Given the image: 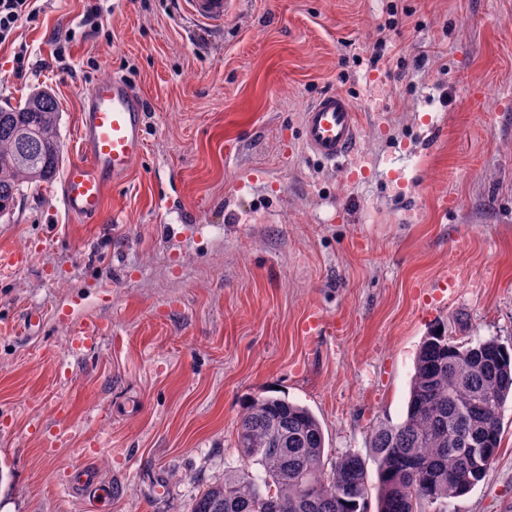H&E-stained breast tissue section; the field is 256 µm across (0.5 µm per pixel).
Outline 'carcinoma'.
<instances>
[{
	"label": "carcinoma",
	"mask_w": 512,
	"mask_h": 512,
	"mask_svg": "<svg viewBox=\"0 0 512 512\" xmlns=\"http://www.w3.org/2000/svg\"><path fill=\"white\" fill-rule=\"evenodd\" d=\"M53 91L33 88L0 106V218L32 188L55 182L63 164ZM512 401V347L496 338L458 342L435 330L423 340L403 420L372 432L376 512H418L467 494L490 470ZM241 468L203 488L191 512H371L366 458L356 452L325 468L316 415L286 396L254 395L241 412Z\"/></svg>",
	"instance_id": "obj_1"
}]
</instances>
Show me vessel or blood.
I'll list each match as a JSON object with an SVG mask.
<instances>
[{"mask_svg": "<svg viewBox=\"0 0 512 512\" xmlns=\"http://www.w3.org/2000/svg\"><path fill=\"white\" fill-rule=\"evenodd\" d=\"M186 15L196 25L224 24L228 0H183ZM359 136V114L345 95L328 92L311 102L303 114L302 148L318 159L335 163L349 157ZM81 158L64 175L60 201L79 222L95 221L103 211L108 187L124 184L145 152L143 100L123 77L97 81L84 96L79 113ZM96 322L80 324L70 338L71 351L80 355L98 348L105 339ZM69 490L109 498L111 485L77 470Z\"/></svg>", "mask_w": 512, "mask_h": 512, "instance_id": "vessel-or-blood-1", "label": "vessel or blood"}]
</instances>
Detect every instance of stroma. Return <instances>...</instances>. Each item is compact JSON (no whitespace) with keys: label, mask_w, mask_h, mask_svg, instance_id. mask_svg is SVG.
<instances>
[{"label":"stroma","mask_w":512,"mask_h":512,"mask_svg":"<svg viewBox=\"0 0 512 512\" xmlns=\"http://www.w3.org/2000/svg\"><path fill=\"white\" fill-rule=\"evenodd\" d=\"M37 6L0 45V105L51 87L70 162L84 95L116 74L143 98L147 151L96 223L56 184L0 218V251L27 258L0 270V512H188L238 466L262 392L312 410L329 457L364 455L403 419L432 330L512 346V0H232L220 30L181 0ZM330 90L360 114L362 176L299 147ZM451 265L462 285L432 310ZM313 309L327 327L307 340ZM87 321L106 339L73 356ZM81 466L111 499L68 492ZM447 512H512L511 403L496 462Z\"/></svg>","instance_id":"35a3bbf8"}]
</instances>
